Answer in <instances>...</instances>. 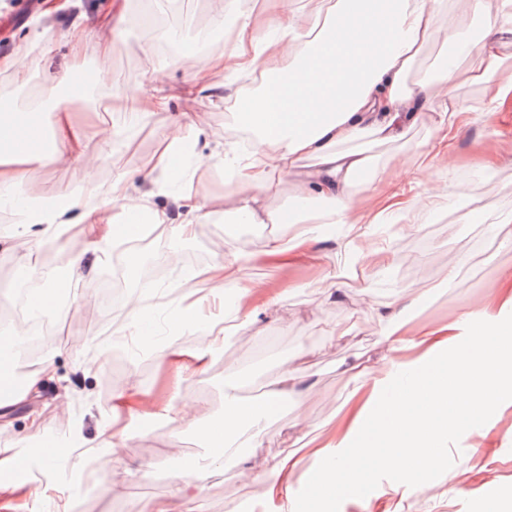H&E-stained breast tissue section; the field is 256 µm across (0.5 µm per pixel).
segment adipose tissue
Returning <instances> with one entry per match:
<instances>
[{"instance_id": "1", "label": "adipose tissue", "mask_w": 512, "mask_h": 512, "mask_svg": "<svg viewBox=\"0 0 512 512\" xmlns=\"http://www.w3.org/2000/svg\"><path fill=\"white\" fill-rule=\"evenodd\" d=\"M274 2L276 10L268 20L253 13L240 15L235 40L223 54L199 57L190 64L187 94L225 93L257 133L249 154H241L237 144L228 142L206 159L209 167L234 170L236 191L214 197L192 192L175 195L178 217H171L155 198L180 177L175 168L177 149L203 134L198 114L183 112L174 119L140 177L119 173L103 190L91 185L16 202L12 193L30 167L78 163L95 170L112 145V132L99 129L96 147H89L69 112H58L53 117V144L47 148L35 136L41 128L39 113H0V200L13 202L18 214L20 228L14 240L20 259L32 253L28 234L34 227L59 236L80 227L83 237L104 256L119 219L141 213L180 238L191 236L196 224L216 212L233 216L241 224L281 223V214L265 202L271 170L294 176L299 213L289 239H269L263 257L310 249L330 224L339 225L352 244L357 225L378 220L375 214L358 211L351 196L355 177H362L364 190L373 193L379 176L377 162L358 148V141L397 140L403 124L428 111L435 97L445 102L449 130L479 116L476 109L454 97L452 64L418 81L408 80L425 44L438 36L455 54L476 56L479 65L473 79L495 83L498 103L512 100V82H495L503 48L512 44V0H470L473 14L487 24L485 36L474 42L466 39L456 20L436 29L433 0H335L324 15L298 6L296 0ZM144 57L151 65L150 84L124 97L141 118L167 110L170 100L163 68L155 64L152 52ZM219 73L224 76L220 86L213 81ZM245 75L261 81L259 89L247 97L236 89ZM305 159L313 160V167L302 169ZM137 179L146 184V191L133 190ZM235 266L232 259L207 265L188 281L187 288L192 295L206 292L218 298L225 289H237L244 310L239 323L244 326L250 322L247 308L281 301L283 295L268 288L239 286ZM489 298L484 306L465 308L454 320L425 326L415 334L399 313L387 312L389 352L411 346L423 354L400 367L388 360L372 371L375 400L355 410L344 437L319 448L324 464L313 477L316 490L325 498L345 497L348 487L361 483L364 464L374 458L387 470H424L425 458L437 447L453 416L471 412L477 402L494 405L512 388V276L495 281ZM230 333L225 327L195 349L172 351L174 380L169 390L137 406L129 419H122L121 412L130 398L118 396L112 422L105 429L113 445L128 439L140 424L171 421L180 406L185 370H206ZM447 350L453 353L449 368H437L434 355ZM398 367L410 379L401 388L393 382ZM391 387L396 394L388 407L382 394Z\"/></svg>"}]
</instances>
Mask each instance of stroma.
<instances>
[{"instance_id":"stroma-1","label":"stroma","mask_w":512,"mask_h":512,"mask_svg":"<svg viewBox=\"0 0 512 512\" xmlns=\"http://www.w3.org/2000/svg\"><path fill=\"white\" fill-rule=\"evenodd\" d=\"M141 7V0H68L65 8L52 13L48 0H0V57L19 55L31 66L25 98L16 102V109L27 112L42 103L51 111L72 112L89 131L112 132L111 153L97 170L35 167L18 196L46 198L90 181L107 185L120 172L143 171L181 112L197 113L206 131L193 156L176 157L184 186L209 195L231 190L223 170L199 167L198 161L224 141L237 120L236 111L232 103L213 97L185 98L188 71L177 56L159 59L171 94L167 111L136 119L119 106V94L150 80L142 63L148 41L135 23ZM74 22L111 33L108 70L114 98L89 103L69 87L54 86V77L73 63L97 64L95 43L86 44L76 60L60 38V30ZM168 22L183 42L205 37L219 23L210 0H181ZM470 64V58H457L455 93L483 109L484 115L449 139L446 159L425 174L416 171L419 152L439 149L443 104L437 99L429 112L406 124L402 139L367 147L387 173L379 185L381 194L403 192L417 200L415 209L396 223L362 227L360 250L389 252L390 264L355 266L356 279L340 284L337 270L355 265L358 250L327 237L314 242L311 257L290 253L239 265L235 275L240 285L273 288L284 298L258 308L205 372L185 373L181 392L194 406L191 414L178 415L170 425H145L118 452L96 450L101 429L112 420L114 394L134 386L144 398H152L173 379L169 352L196 345L192 339L179 342L170 337L173 316L185 306L179 288L186 277L182 268L170 266L152 293L141 296L148 309L146 334L133 333L130 318L113 323L112 273L116 260L135 270L157 258L167 262L173 251L183 258L201 254L210 263L231 257L242 250L232 218L212 215L188 238L158 232L147 253L131 252L125 247L126 236H117L114 245L122 254L98 264L93 304L80 302L73 288L62 308L43 309L54 337L41 360L52 363L54 373L25 401L8 411L0 409V449H14L20 463L41 465L39 481L48 487L47 499L28 502L22 512H57L61 507L66 512H154L157 501L170 498L177 476L191 477L201 470L207 478L199 512H239L244 504L254 512H512V393L506 403L456 419L427 472L368 465L363 477L373 491L369 508L341 499L325 501L312 493L307 479L318 461L297 444L306 433L331 438L348 415L351 390L370 386L366 368L381 365L387 353L382 315L388 306H408V329L414 332L426 324L448 323L463 308L484 305L488 285L512 274V247L502 245L498 234L500 221L512 215V101L498 106L492 87L470 81ZM485 171L492 172V183L463 180L464 175ZM16 220L14 210L0 207V308L20 303L19 262L11 240ZM88 247L74 231L62 240L34 244L28 293L43 287L49 272L45 255L68 260ZM452 266L459 269L453 282L448 279ZM149 338L157 347L148 353L144 344ZM288 369L301 378L300 396H289L279 412L265 420L258 447L245 445L253 432L251 421L237 420L236 438L242 446L234 457H226L223 445L206 435L224 420L226 393L259 383V392L245 402L246 408H257ZM32 412L40 420L35 438L27 422ZM49 439L77 440L88 451L81 464L68 459L46 469L38 450ZM291 452L299 459L291 476V499L266 500L271 464Z\"/></svg>"}]
</instances>
